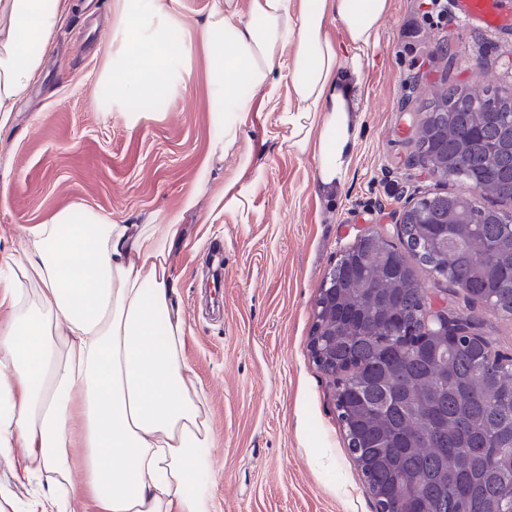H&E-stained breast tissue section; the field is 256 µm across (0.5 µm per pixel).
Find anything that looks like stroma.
Returning <instances> with one entry per match:
<instances>
[{"instance_id":"35a3bbf8","label":"stroma","mask_w":512,"mask_h":512,"mask_svg":"<svg viewBox=\"0 0 512 512\" xmlns=\"http://www.w3.org/2000/svg\"><path fill=\"white\" fill-rule=\"evenodd\" d=\"M216 0H180L186 43L162 107L143 103L129 121L111 105L110 69L126 49L123 0H76L46 49L40 75L0 130V247L22 251L25 227L79 204L124 224L181 215L187 240L169 265L188 318L185 358L204 388L215 438L208 464L211 512H375L349 453L330 378L309 351L323 280L363 233L399 244L404 212L424 195L456 190L414 155L417 123L433 92L496 87L512 95V31L437 27L427 0H390L354 111L355 157L333 192L315 182L312 157L254 120L264 165L248 223L210 211L236 168L212 169L208 192L192 190L217 135L222 97L212 81L214 47L196 37ZM224 243L219 307L204 308L203 261ZM436 307L473 317L494 350L512 354V321L471 304L418 266Z\"/></svg>"}]
</instances>
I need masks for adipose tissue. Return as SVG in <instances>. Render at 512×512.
I'll return each mask as SVG.
<instances>
[{"instance_id": "1", "label": "adipose tissue", "mask_w": 512, "mask_h": 512, "mask_svg": "<svg viewBox=\"0 0 512 512\" xmlns=\"http://www.w3.org/2000/svg\"><path fill=\"white\" fill-rule=\"evenodd\" d=\"M117 105L146 99L186 45L160 0H128ZM390 0H221L198 29L222 59L218 135L193 190L206 192L213 162L236 155L213 208L247 221L264 166L249 148L255 103L276 136L312 155L323 189L351 167L357 126L350 102L374 53ZM67 0H0V129L39 74ZM341 36H333L331 26ZM294 53L282 79L279 52ZM289 103L278 109V86ZM250 94H243V87ZM262 91L254 101V91ZM179 215L121 224L66 208L30 225L22 253H0V457L36 480L26 508L0 492V512H211L208 457L215 441L204 391L183 358L188 331L173 301L168 257L184 238ZM84 485L75 488L74 475Z\"/></svg>"}]
</instances>
